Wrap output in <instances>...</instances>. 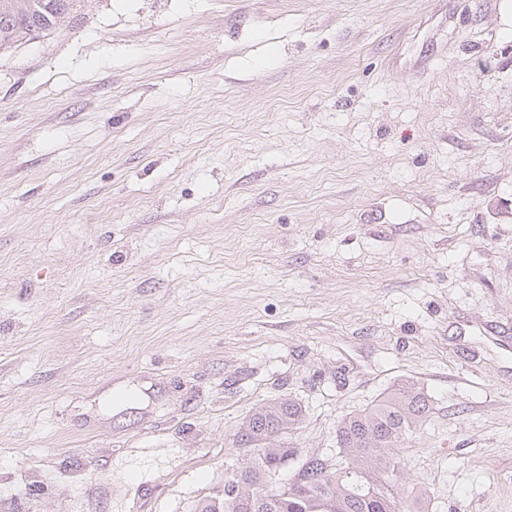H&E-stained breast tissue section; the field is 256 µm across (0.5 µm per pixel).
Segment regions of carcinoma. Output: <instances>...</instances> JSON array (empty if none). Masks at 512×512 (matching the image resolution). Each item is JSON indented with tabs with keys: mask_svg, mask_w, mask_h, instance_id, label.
Masks as SVG:
<instances>
[{
	"mask_svg": "<svg viewBox=\"0 0 512 512\" xmlns=\"http://www.w3.org/2000/svg\"><path fill=\"white\" fill-rule=\"evenodd\" d=\"M76 6L77 0H0V50L51 30ZM429 411L428 397L415 385L391 389L340 421L339 461L311 457L283 483L278 475L295 449L265 442L298 430L302 407L291 399L261 405L239 431L248 462L238 468L237 486L204 496L195 512H426L425 490H402L406 463L395 445Z\"/></svg>",
	"mask_w": 512,
	"mask_h": 512,
	"instance_id": "cac0c4a2",
	"label": "carcinoma"
}]
</instances>
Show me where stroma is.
Returning a JSON list of instances; mask_svg holds the SVG:
<instances>
[{
	"instance_id": "obj_1",
	"label": "stroma",
	"mask_w": 512,
	"mask_h": 512,
	"mask_svg": "<svg viewBox=\"0 0 512 512\" xmlns=\"http://www.w3.org/2000/svg\"><path fill=\"white\" fill-rule=\"evenodd\" d=\"M504 0H81L0 51V512H194L280 398L403 382L428 512H512Z\"/></svg>"
}]
</instances>
